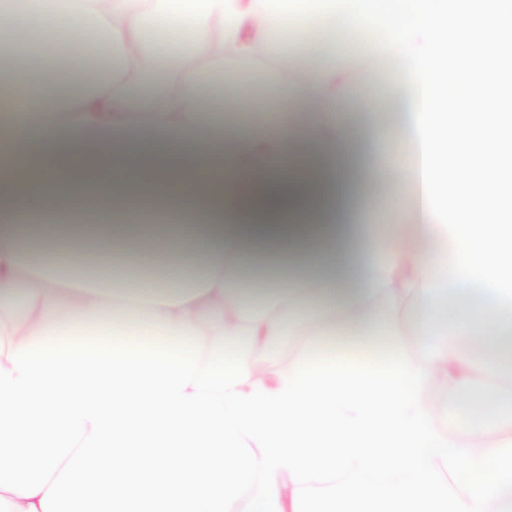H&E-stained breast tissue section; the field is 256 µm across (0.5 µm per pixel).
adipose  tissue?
<instances>
[{"label": "adipose tissue", "mask_w": 512, "mask_h": 512, "mask_svg": "<svg viewBox=\"0 0 512 512\" xmlns=\"http://www.w3.org/2000/svg\"><path fill=\"white\" fill-rule=\"evenodd\" d=\"M339 18L333 41L364 35L371 56L407 72L403 131L429 247L384 263L353 213L364 159L336 112L352 81L332 53L303 78L288 64L289 35ZM0 27L23 32L0 50V368L47 340L200 339L207 357L237 338L252 349L247 394L283 387L258 366L293 336L358 365L403 346L429 371L421 406L443 438L475 455L512 442V372L448 346L512 335V122L478 109L512 57V0H8ZM50 40L106 55L55 74L36 50ZM267 52L277 104L304 94L317 111L278 127L205 111L201 88L225 62L250 68ZM137 61L176 85L132 84ZM20 207L29 223H9ZM250 262L306 265L313 285L255 303L238 287ZM452 290L472 298L449 308Z\"/></svg>", "instance_id": "ef3b65f1"}]
</instances>
